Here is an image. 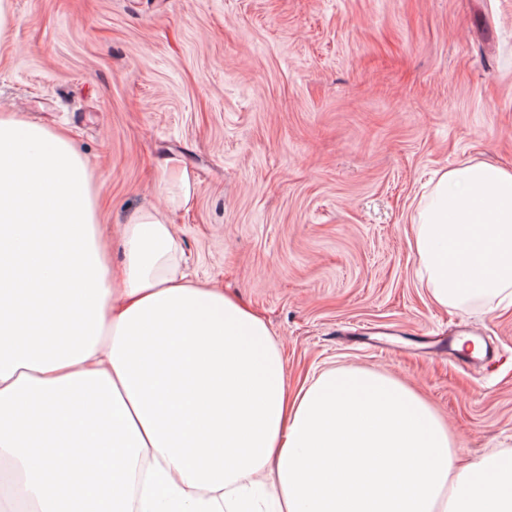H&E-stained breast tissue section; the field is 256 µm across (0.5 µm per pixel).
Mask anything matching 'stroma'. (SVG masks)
Listing matches in <instances>:
<instances>
[{"mask_svg": "<svg viewBox=\"0 0 512 512\" xmlns=\"http://www.w3.org/2000/svg\"><path fill=\"white\" fill-rule=\"evenodd\" d=\"M0 109L68 136L104 242L162 208L190 278L236 293L288 384L356 365L419 389L460 464L512 449V310L433 306L409 242L435 172L512 169V0H11ZM186 166L188 200L163 169ZM479 330L480 371L426 353Z\"/></svg>", "mask_w": 512, "mask_h": 512, "instance_id": "obj_1", "label": "stroma"}]
</instances>
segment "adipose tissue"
I'll return each mask as SVG.
<instances>
[{"instance_id": "obj_1", "label": "adipose tissue", "mask_w": 512, "mask_h": 512, "mask_svg": "<svg viewBox=\"0 0 512 512\" xmlns=\"http://www.w3.org/2000/svg\"><path fill=\"white\" fill-rule=\"evenodd\" d=\"M114 273L68 137L0 113V460L30 512H512V450L458 465L417 390L359 367L289 393L283 349L186 281L162 209ZM410 248L432 302L512 307V170L438 173Z\"/></svg>"}]
</instances>
